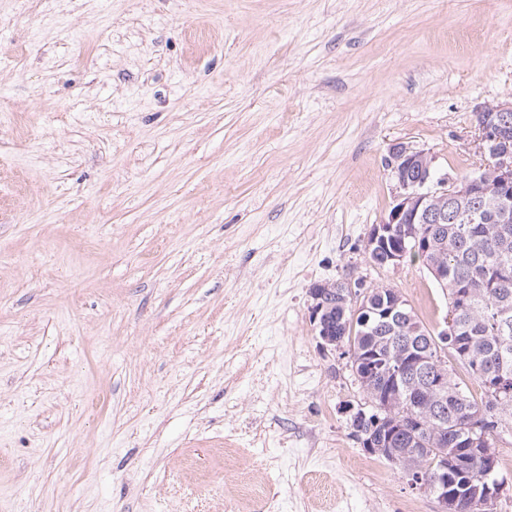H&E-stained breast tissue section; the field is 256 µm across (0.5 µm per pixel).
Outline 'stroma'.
<instances>
[{"mask_svg":"<svg viewBox=\"0 0 512 512\" xmlns=\"http://www.w3.org/2000/svg\"><path fill=\"white\" fill-rule=\"evenodd\" d=\"M511 98L512 0H0V512H439L309 288L442 323L364 260L384 158L473 172Z\"/></svg>","mask_w":512,"mask_h":512,"instance_id":"stroma-1","label":"stroma"}]
</instances>
